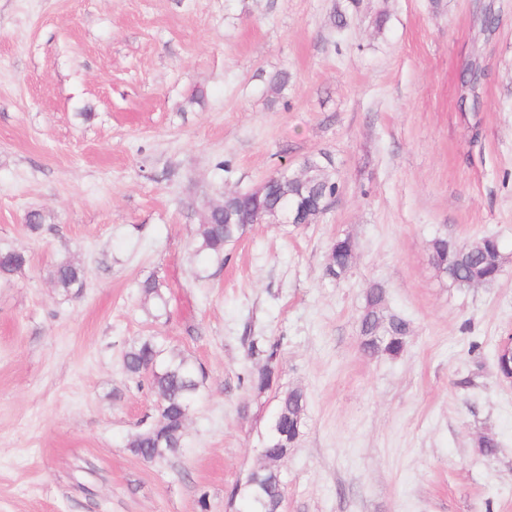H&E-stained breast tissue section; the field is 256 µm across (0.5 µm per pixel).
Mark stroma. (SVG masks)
Listing matches in <instances>:
<instances>
[{"mask_svg":"<svg viewBox=\"0 0 512 512\" xmlns=\"http://www.w3.org/2000/svg\"><path fill=\"white\" fill-rule=\"evenodd\" d=\"M310 158L338 186L328 210L253 225L220 262L195 253L204 202ZM442 233L497 237L501 278L439 277ZM344 236L357 252L335 279ZM0 249L29 258L0 280V512H242L291 388L306 410L282 512H512L495 359L512 334V0H0ZM64 259L86 270L67 294ZM374 284L409 324L400 356L360 347ZM146 336L204 372L181 453L153 463L129 442L157 397L123 367ZM272 343L261 393L250 349ZM356 244L350 237L336 238L329 247L328 275L340 278L352 266L355 256ZM51 279L55 287L68 292L73 288L82 287L85 281V270L71 260H62L53 267ZM251 350L260 356L262 355V364L251 374L250 385L257 391H265L272 387L277 372L276 356L277 346L272 344L265 350H260L257 346L252 345Z\"/></svg>","mask_w":512,"mask_h":512,"instance_id":"1","label":"stroma"}]
</instances>
